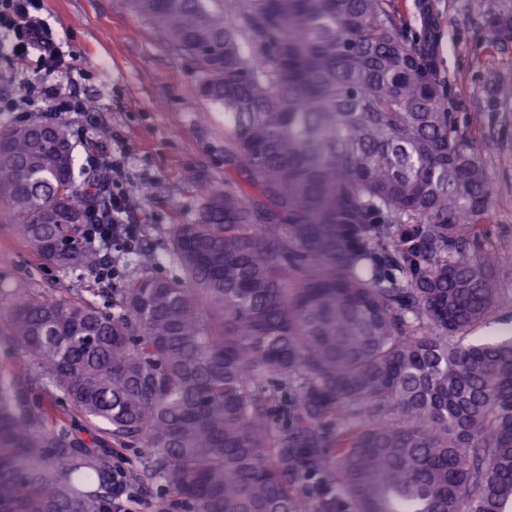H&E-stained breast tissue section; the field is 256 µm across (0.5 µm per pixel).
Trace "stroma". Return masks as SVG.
<instances>
[{
	"instance_id": "1",
	"label": "stroma",
	"mask_w": 512,
	"mask_h": 512,
	"mask_svg": "<svg viewBox=\"0 0 512 512\" xmlns=\"http://www.w3.org/2000/svg\"><path fill=\"white\" fill-rule=\"evenodd\" d=\"M442 37L438 60L448 80L450 109L488 173L493 208L485 226L498 248L512 252V46L494 47L484 0H429ZM37 16L58 35L63 56L55 79L93 101V111L63 115L73 131L75 179L114 161L129 198V219L148 229L154 267L167 278L180 270L161 245L177 224H194L208 194L224 187V112L194 90L200 72L150 17L130 0H41ZM39 51L24 60L0 56V131L49 121L47 103L23 100L21 82L41 74ZM157 192H148V185ZM95 273L46 268L11 225L0 224V294L27 288L79 294L98 287Z\"/></svg>"
}]
</instances>
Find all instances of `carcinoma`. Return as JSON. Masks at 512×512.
<instances>
[{
    "label": "carcinoma",
    "mask_w": 512,
    "mask_h": 512,
    "mask_svg": "<svg viewBox=\"0 0 512 512\" xmlns=\"http://www.w3.org/2000/svg\"><path fill=\"white\" fill-rule=\"evenodd\" d=\"M133 0L224 108V190L176 224L153 272L89 295L0 301V512H112V455L47 426L63 393L113 444H141L153 512H512V331L491 188L449 111L437 25L391 0ZM500 45L512 24L485 0ZM64 122L0 131L1 224L67 273L102 270ZM414 224L395 240V225ZM498 299L491 318L512 317V266H503L496 271Z\"/></svg>",
    "instance_id": "1"
}]
</instances>
